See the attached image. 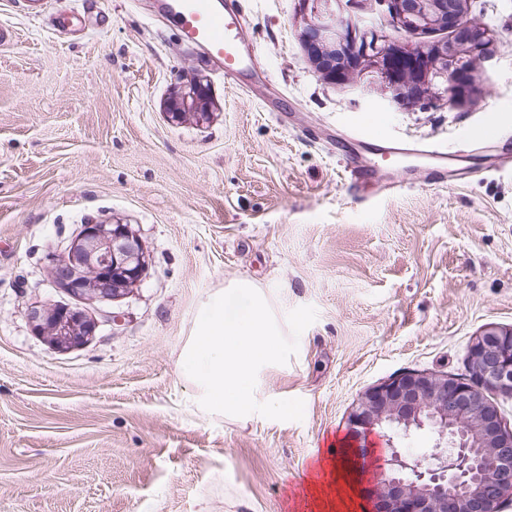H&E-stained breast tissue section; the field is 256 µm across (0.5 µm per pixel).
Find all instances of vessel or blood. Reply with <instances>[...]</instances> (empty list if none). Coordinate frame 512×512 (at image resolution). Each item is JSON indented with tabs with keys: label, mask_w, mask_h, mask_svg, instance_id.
Returning <instances> with one entry per match:
<instances>
[{
	"label": "vessel or blood",
	"mask_w": 512,
	"mask_h": 512,
	"mask_svg": "<svg viewBox=\"0 0 512 512\" xmlns=\"http://www.w3.org/2000/svg\"><path fill=\"white\" fill-rule=\"evenodd\" d=\"M159 12L178 29L182 41L195 45L223 71L226 81L240 83L252 56L245 24L233 0H158Z\"/></svg>",
	"instance_id": "b4317fda"
}]
</instances>
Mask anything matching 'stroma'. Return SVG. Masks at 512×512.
Listing matches in <instances>:
<instances>
[{
	"instance_id": "1",
	"label": "stroma",
	"mask_w": 512,
	"mask_h": 512,
	"mask_svg": "<svg viewBox=\"0 0 512 512\" xmlns=\"http://www.w3.org/2000/svg\"><path fill=\"white\" fill-rule=\"evenodd\" d=\"M0 0V512H371L369 483L316 484L341 458L365 393L418 371L470 379V347L512 328V0H470L492 39L478 92L395 104L364 70L333 84L299 37V0H242L256 72L248 91L181 42L155 0ZM361 34L421 37L353 0ZM70 15L75 32L59 31ZM206 76L208 123L164 102ZM501 136L475 148L488 113ZM448 154L388 160L398 192L352 183L342 143ZM466 182H457L459 173ZM130 225L141 281L90 306L96 336L69 351L35 336L33 303L67 304L49 268L82 224ZM255 282L279 317L317 311L266 393L304 402L299 421L204 415L178 357L199 302Z\"/></svg>"
}]
</instances>
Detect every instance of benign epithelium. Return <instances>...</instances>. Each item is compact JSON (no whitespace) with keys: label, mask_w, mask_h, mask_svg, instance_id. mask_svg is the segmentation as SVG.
<instances>
[{"label":"benign epithelium","mask_w":512,"mask_h":512,"mask_svg":"<svg viewBox=\"0 0 512 512\" xmlns=\"http://www.w3.org/2000/svg\"><path fill=\"white\" fill-rule=\"evenodd\" d=\"M404 31L425 36L446 30L442 41L386 45L357 35L339 19L340 0H301L300 40L322 76L345 83L365 68L381 75L395 102L417 101L442 82L452 106L476 92L470 73L489 45L488 30L466 19L468 0H384ZM211 98L199 73L181 82L165 103L190 120L210 114ZM146 266L141 240L129 225L91 221L82 225L67 253L54 261L55 288L75 305L43 303L27 310L35 335L65 352L91 340L99 326L87 306L124 296ZM471 382L408 372L365 394L349 416L357 459L371 455V434L388 442L377 466L374 512H502L512 499V428L501 421L486 389L512 395V329L489 327L469 354ZM437 432L431 463L398 450L394 438L416 429Z\"/></svg>","instance_id":"obj_1"}]
</instances>
